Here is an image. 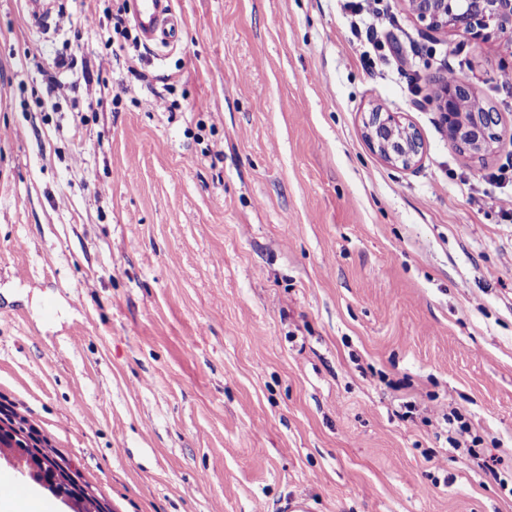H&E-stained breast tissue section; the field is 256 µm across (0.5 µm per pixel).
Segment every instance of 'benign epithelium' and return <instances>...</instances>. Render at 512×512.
I'll use <instances>...</instances> for the list:
<instances>
[{
    "instance_id": "obj_1",
    "label": "benign epithelium",
    "mask_w": 512,
    "mask_h": 512,
    "mask_svg": "<svg viewBox=\"0 0 512 512\" xmlns=\"http://www.w3.org/2000/svg\"><path fill=\"white\" fill-rule=\"evenodd\" d=\"M414 19L429 34L458 31L475 42L493 37L503 42L507 59L501 61V71L511 72L512 64V0H407ZM473 97L470 84L455 79L442 87L430 101L436 103L452 145L472 153H481L495 138L499 117L495 112L473 114L464 122L461 104ZM365 128L372 146L393 165L409 168L421 155L424 144L418 131L405 123L404 114L373 108L365 118ZM0 445L11 451L13 465L30 479L48 487L59 498H66L60 487L58 470L48 460L28 451L16 436L0 432Z\"/></svg>"
}]
</instances>
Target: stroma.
I'll return each mask as SVG.
<instances>
[{"instance_id":"stroma-1","label":"stroma","mask_w":512,"mask_h":512,"mask_svg":"<svg viewBox=\"0 0 512 512\" xmlns=\"http://www.w3.org/2000/svg\"><path fill=\"white\" fill-rule=\"evenodd\" d=\"M383 7L381 62L340 0H174L135 48L115 0H0V427L103 512H512L503 52ZM451 71L500 114L483 157L428 101ZM401 112L373 108L365 118V128L373 148L392 165L409 168L421 155L424 144L418 131L404 122Z\"/></svg>"}]
</instances>
